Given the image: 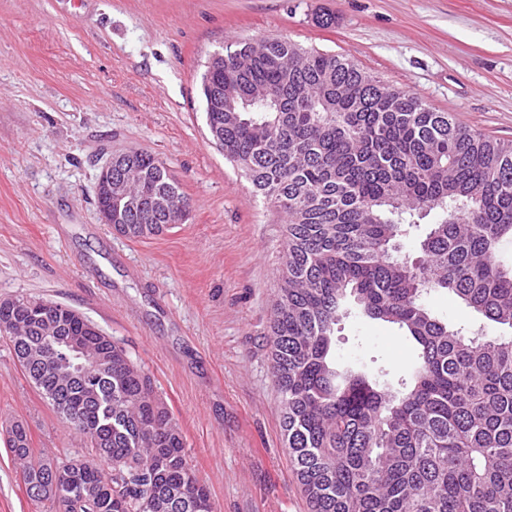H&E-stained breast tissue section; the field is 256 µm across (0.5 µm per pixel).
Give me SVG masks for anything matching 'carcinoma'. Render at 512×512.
Instances as JSON below:
<instances>
[{"mask_svg": "<svg viewBox=\"0 0 512 512\" xmlns=\"http://www.w3.org/2000/svg\"><path fill=\"white\" fill-rule=\"evenodd\" d=\"M201 78L206 122L224 158L287 216L283 284L270 325L283 436L311 512H512V141L474 133L349 59L286 39L237 45ZM141 180L142 206L179 186L147 155L115 159ZM439 213L402 253L404 216ZM142 224L112 201L114 229ZM445 291L511 332L472 335L436 318ZM398 326L417 365L394 387L331 355L347 298ZM0 304V335L41 395L89 445L58 462L12 426L26 492L61 512H215L178 423L149 377L67 305Z\"/></svg>", "mask_w": 512, "mask_h": 512, "instance_id": "cac0c4a2", "label": "carcinoma"}]
</instances>
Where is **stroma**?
<instances>
[{"label":"stroma","instance_id":"obj_1","mask_svg":"<svg viewBox=\"0 0 512 512\" xmlns=\"http://www.w3.org/2000/svg\"><path fill=\"white\" fill-rule=\"evenodd\" d=\"M268 37L345 56L512 141V0H0V299L55 301L112 336L178 421L217 512H310L268 336L284 218L212 143L200 90L214 53ZM127 151L165 163L184 223L142 239L101 223L96 176ZM426 304L487 324L440 292ZM333 355L393 385L412 365L397 327L353 303ZM16 421L49 457L87 451L0 335V512H58L27 496L5 443Z\"/></svg>","mask_w":512,"mask_h":512}]
</instances>
